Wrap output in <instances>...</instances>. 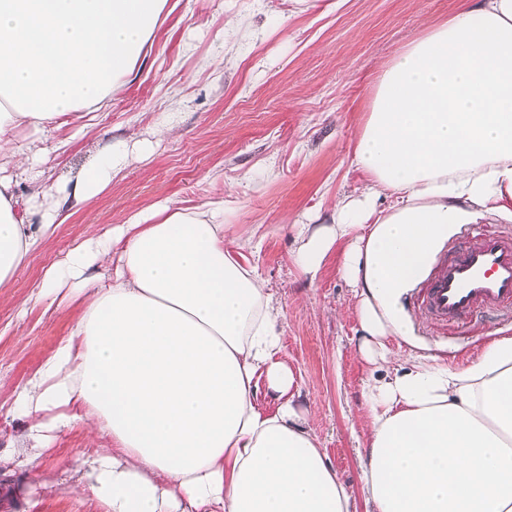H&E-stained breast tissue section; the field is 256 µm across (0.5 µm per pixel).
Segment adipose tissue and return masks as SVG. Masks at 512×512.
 <instances>
[{
    "instance_id": "1",
    "label": "adipose tissue",
    "mask_w": 512,
    "mask_h": 512,
    "mask_svg": "<svg viewBox=\"0 0 512 512\" xmlns=\"http://www.w3.org/2000/svg\"><path fill=\"white\" fill-rule=\"evenodd\" d=\"M166 7L0 0V289L128 163L117 143L54 192L37 184L43 141L121 93ZM354 160L367 184L301 235L296 260L315 274L339 250L362 352L387 367L363 388L371 512H512V336L460 370L388 347L412 336L404 299L460 226L512 221V0H463L380 68ZM225 231L219 207L136 208L46 271L43 294L69 287L82 312L25 384L0 374L23 440L81 423L96 447L71 490L101 512H355L297 408L281 308L244 256L260 244Z\"/></svg>"
}]
</instances>
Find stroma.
Here are the masks:
<instances>
[{"mask_svg":"<svg viewBox=\"0 0 512 512\" xmlns=\"http://www.w3.org/2000/svg\"><path fill=\"white\" fill-rule=\"evenodd\" d=\"M462 0H170L160 35L125 89L97 111L86 133L65 125L43 142L48 188L87 166L108 145L148 142L99 197L77 206L43 250L19 269L9 291L26 313L0 302V372L24 383L66 338L79 316L68 290L41 297L45 272L83 239L124 223L134 208L224 202L226 238H261L247 258L282 308L286 362L301 375L300 407L322 442L357 512H367L359 417L372 370L358 350L356 299L330 256L315 275L294 260L298 227L327 224L338 196L365 184L354 163L378 67L427 26L448 19ZM238 32L224 40L226 22ZM176 124L175 136L160 128ZM419 354L465 367L512 321L486 317L459 336L442 334L414 304ZM26 425L0 393V481L13 501L0 512H100L90 494L74 496L75 469L91 449L82 425L19 464L16 437ZM53 490H45V483Z\"/></svg>","mask_w":512,"mask_h":512,"instance_id":"35a3bbf8","label":"stroma"}]
</instances>
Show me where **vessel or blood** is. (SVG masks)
Segmentation results:
<instances>
[{"instance_id":"vessel-or-blood-1","label":"vessel or blood","mask_w":512,"mask_h":512,"mask_svg":"<svg viewBox=\"0 0 512 512\" xmlns=\"http://www.w3.org/2000/svg\"><path fill=\"white\" fill-rule=\"evenodd\" d=\"M419 309L440 323L512 310V238L474 233L441 255L418 291Z\"/></svg>"}]
</instances>
